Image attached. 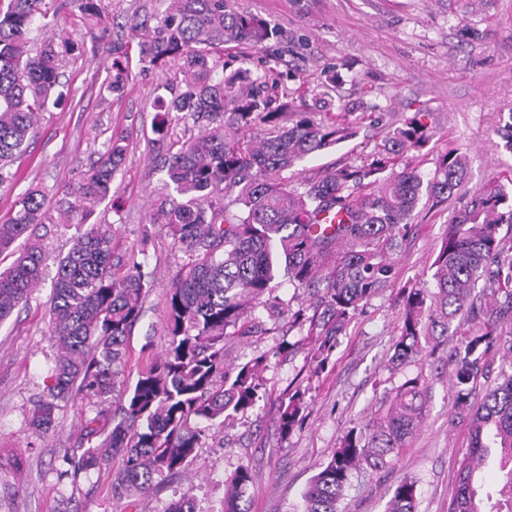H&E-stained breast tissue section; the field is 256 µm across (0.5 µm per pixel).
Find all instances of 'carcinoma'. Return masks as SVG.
I'll return each mask as SVG.
<instances>
[{
    "label": "carcinoma",
    "instance_id": "obj_1",
    "mask_svg": "<svg viewBox=\"0 0 512 512\" xmlns=\"http://www.w3.org/2000/svg\"><path fill=\"white\" fill-rule=\"evenodd\" d=\"M140 61H173L179 88L158 100L159 130L192 124L198 134L177 146L166 162V193L158 213L185 259L170 289L167 344L119 392V412L100 404L116 392L128 363L127 339L142 315V297L152 285L144 263L116 253L112 231L93 225L80 233L57 265L49 323L57 352L46 391L32 401L26 422L33 434L51 432L60 403L82 396L94 413L82 423L77 447L63 456L60 477L78 486L92 471L121 458L111 490L128 497L145 493L185 470L202 437L262 398L267 357L224 370V339L245 336L248 319L263 323L265 297L282 277L312 290V301L294 323L314 337L312 360L322 370L356 314L390 287L397 255L412 232L423 202H454L432 280L400 291L401 312L391 361L413 364L414 376L380 405L364 430H349L332 458L313 476L298 512H343L352 478L390 467L423 420L430 388L426 366L447 351L453 408L469 416L467 448L457 463V485L448 512H485L475 474L495 455L503 472L499 501L512 512V251L499 229L512 227V192L494 180L465 189L468 160L457 148L440 158L432 176L399 155L423 148L427 128L417 118L395 128L391 146L361 164L327 168L317 179L290 175L295 164L355 134L350 124L304 115L287 125L292 102L277 105L265 95L261 77L248 69L224 76V45L261 47L275 36L235 0H166ZM105 0H60L55 11L76 10L93 22L109 55L127 56L107 39ZM45 0H0V185L15 174L10 166L48 105L64 98L61 68L78 46L63 38L35 43L45 27ZM107 86L120 92L127 81L112 60ZM122 140L110 141L95 167L61 199L59 211L83 225L92 207L110 197L122 164ZM43 191L30 190L8 221L0 224V256L12 258L0 271V322L31 298L43 278V251L35 228L48 222ZM482 291L475 292L479 282ZM502 365L481 400L476 390L489 381L490 361ZM305 393L281 401L278 429L289 436L302 420ZM252 470L240 465L224 489V512H249L243 493ZM386 512H417V485L405 477L394 488Z\"/></svg>",
    "mask_w": 512,
    "mask_h": 512
}]
</instances>
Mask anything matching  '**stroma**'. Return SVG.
<instances>
[{
  "label": "stroma",
  "mask_w": 512,
  "mask_h": 512,
  "mask_svg": "<svg viewBox=\"0 0 512 512\" xmlns=\"http://www.w3.org/2000/svg\"><path fill=\"white\" fill-rule=\"evenodd\" d=\"M240 9L266 21L279 40L258 50L247 44L224 49L229 69L244 67L265 76L271 96L290 98L294 112H322L336 123L357 125V136L299 162L295 176L315 177L326 166L361 163L383 144L401 116L420 111L433 137L405 161L430 174L441 155L457 148L468 158V186L512 177V153L497 146L500 115L512 111V0H237ZM160 0H112V39L125 43L128 81L112 93V59L94 41L79 13L50 20L43 34L79 43L63 80L64 103L43 114L17 175L0 187V221L16 202L38 187L45 207L57 213L67 189L90 172L110 139H123L124 160L109 201L89 221L110 226L117 245L136 251L152 274L143 313L130 338V362L120 379L133 384L139 370L166 346L165 314L172 278L182 253L157 220L165 178L168 136L155 130V102L174 79V65L141 62L139 43L150 41ZM337 73L335 84L326 76ZM452 216L448 207L420 205L413 236L398 258L391 288L373 298L337 339L328 366L314 372L313 341L290 326L291 311L307 307V289L282 285L288 313L267 321L251 336L228 337L227 367L267 353L265 394L223 431L211 432L189 468L169 476L136 503L113 495L109 471L92 472L78 486L59 480L61 457L74 445L89 407L80 398L63 404L58 425L44 437L31 434L26 411L50 374L56 340L48 311L49 278L56 258L67 252L75 227L39 225L48 278L30 302L0 324V452L23 457V469L0 468V512H165L190 498L196 512H220L224 484L239 465L253 480L244 498L250 512H295L320 464L328 462L343 435L366 426L386 392L405 372L391 363L401 288L430 279L433 261ZM283 341L296 350L286 361L272 352ZM305 388L306 417L281 436L277 411L288 386ZM468 422L452 407L449 369L439 366L430 384L421 426L408 448L386 470L355 478L345 491V512H386L396 484L418 482V512H448L456 486V462L467 446Z\"/></svg>",
  "instance_id": "obj_1"
}]
</instances>
